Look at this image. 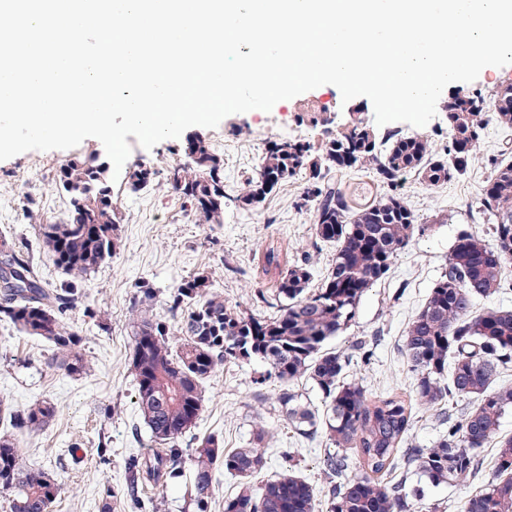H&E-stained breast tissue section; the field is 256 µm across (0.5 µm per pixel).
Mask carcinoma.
Masks as SVG:
<instances>
[{"label": "carcinoma", "instance_id": "obj_1", "mask_svg": "<svg viewBox=\"0 0 512 512\" xmlns=\"http://www.w3.org/2000/svg\"><path fill=\"white\" fill-rule=\"evenodd\" d=\"M444 119L451 140L444 152L418 134L392 132L381 141L373 126L354 119L318 144L273 140L245 193L235 197L224 190L222 155L198 135L185 139L184 152L193 159L170 169L167 180L202 221L221 224L229 204L257 207L284 180L298 177L304 182L299 206L313 217L311 246L317 250L334 243L336 253L327 276L312 291L311 256L290 264L280 246L265 245L263 271L275 278L276 288L261 299L278 307V314L268 318L226 302L212 291L207 274L189 277L172 296V309L181 315L174 342L169 326L142 314V302L133 304L130 359L136 403L159 448L129 472L130 496L147 479L182 476L189 461L190 497L201 509L213 494L215 473L222 470L241 485L237 495L224 500V512H318L325 491L303 477L288 473L257 488L251 484L266 466L263 427L247 448L226 451L211 436L199 439L188 458L179 448L200 416L203 384L217 367L259 359L268 365V377L284 384L307 378L322 394L321 415L289 388L279 405L296 433L309 438L322 433L334 447L322 460L333 481L325 492L330 512H437L425 506L420 490L383 476L400 461L431 484L464 481L480 472L482 449L493 439L498 444L494 477L467 498L461 512H512V437L499 436L501 419L512 410V385L499 384L512 366V308L477 309L479 301L500 292L505 262L512 259V164L494 168L480 201L491 221L493 243L462 232L425 304L408 324L403 347L415 374L409 398L368 393L360 382L347 380L350 358L324 349L329 338L353 322L363 295L424 231L401 194L358 199L345 187L343 175L370 170L377 183L392 188L408 174L428 187L465 176L475 144L490 124L512 131V84L490 98L449 95ZM333 168L340 173L334 181L327 178ZM155 175L146 166H134L128 172L129 190L145 188ZM59 184L69 198L67 219L40 225L39 235L58 266L86 276L120 243L109 164L92 153L75 156L61 165ZM3 264L13 275L0 280V315L50 344L52 365L80 369V339L61 320L76 303L74 293L42 285L29 259L5 239L0 241ZM462 400L472 407L448 415V430L433 447L409 446L415 406ZM55 414L47 400L24 410L0 400V419L13 429L0 436V489L10 493V512H51L61 493L48 473L26 467L18 452V436L44 429ZM352 466L356 472L349 475Z\"/></svg>", "mask_w": 512, "mask_h": 512}]
</instances>
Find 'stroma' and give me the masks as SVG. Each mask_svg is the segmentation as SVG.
Returning <instances> with one entry per match:
<instances>
[{"instance_id":"obj_1","label":"stroma","mask_w":512,"mask_h":512,"mask_svg":"<svg viewBox=\"0 0 512 512\" xmlns=\"http://www.w3.org/2000/svg\"><path fill=\"white\" fill-rule=\"evenodd\" d=\"M311 101L327 105L328 124L314 123L305 108ZM353 105L373 118L368 98H354L348 106L339 90L323 85L278 102L268 112L229 115L202 134L223 155L225 189L235 196L258 167L268 141L305 137L321 142L346 122ZM502 139L497 126H488L463 178L428 187L409 175L395 190L427 230L364 294L349 328L327 343L352 355L349 374L368 391L401 393L412 386L414 375L403 350L406 327L425 303L458 235L465 230L488 235L478 199L504 159ZM104 151L103 144L90 137L72 149L28 151L0 161V237L28 256L42 283H74L78 299L64 321L78 334L83 357L82 369L74 372L49 367L51 347L1 319L0 398L18 409L43 399L56 407L53 423L21 436L19 449L25 465L48 472L61 487L53 512H224L225 498L235 495L239 484L221 471L215 474L214 494L203 511L191 500L182 477L167 479L161 487L144 484L135 501L126 494L129 461L154 448L136 405L131 307L142 288H149L150 318L177 329L180 316L171 310L169 299L184 278L204 272L226 301L253 315L274 316V308L258 296L274 286L261 272L262 249L271 241L281 243L292 261L312 251L311 214L297 206L302 182L284 181L260 208H230L223 223L206 224L166 179L168 169L185 160L181 139L163 140L150 150L132 144L126 168L144 165L156 176L136 194L127 191L125 174L113 181L120 245L96 273L73 277L50 258L38 237L39 227L66 216L68 197L56 176L60 164ZM265 371L258 361L219 366L205 384L200 417L181 439V447L194 448L198 438L212 435L225 449L244 448L262 426L268 432L267 464L255 484L288 472L326 484L321 466L325 436L308 440L289 428L277 402L281 384L265 378ZM494 454V446L484 449L479 478L454 486L426 485V503L436 505L437 512H460L462 502L493 477Z\"/></svg>"}]
</instances>
